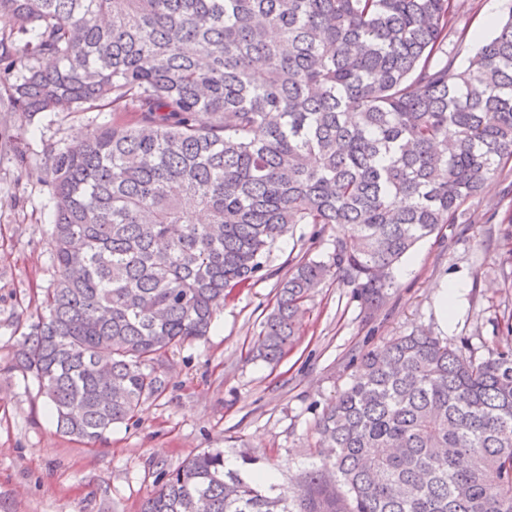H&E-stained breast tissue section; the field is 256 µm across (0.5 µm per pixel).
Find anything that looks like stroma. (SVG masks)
I'll return each mask as SVG.
<instances>
[{
	"instance_id": "stroma-1",
	"label": "stroma",
	"mask_w": 512,
	"mask_h": 512,
	"mask_svg": "<svg viewBox=\"0 0 512 512\" xmlns=\"http://www.w3.org/2000/svg\"><path fill=\"white\" fill-rule=\"evenodd\" d=\"M110 112H42L27 119L0 112V512H140L160 470L193 453L220 448L232 470L273 472L294 490L320 465L316 422L350 383L360 352L422 330L468 340L477 354L512 347V161L469 202L468 220L420 241L395 272L386 305L365 317L336 276L306 306L295 343L275 365L249 350L300 257L332 252L334 228L296 225L264 260L250 286L234 290L206 338L175 348L155 365L167 385L146 399L135 423L113 426L88 445L62 435L37 384L13 367L22 336L56 277L50 232L52 194L41 177L48 153L81 142ZM467 289L452 321L442 323L434 295L449 277ZM252 465H245V458Z\"/></svg>"
}]
</instances>
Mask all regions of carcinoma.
<instances>
[{
    "label": "carcinoma",
    "mask_w": 512,
    "mask_h": 512,
    "mask_svg": "<svg viewBox=\"0 0 512 512\" xmlns=\"http://www.w3.org/2000/svg\"><path fill=\"white\" fill-rule=\"evenodd\" d=\"M464 0H0L6 111L113 112L50 151L57 278L15 363L62 434L94 444L162 391L153 364L297 224L326 260L277 288L253 356L276 363L332 274L366 314L421 240L512 159V3L463 68ZM300 489L162 471L141 512H512V348L411 332L362 353L318 418Z\"/></svg>",
    "instance_id": "carcinoma-1"
}]
</instances>
